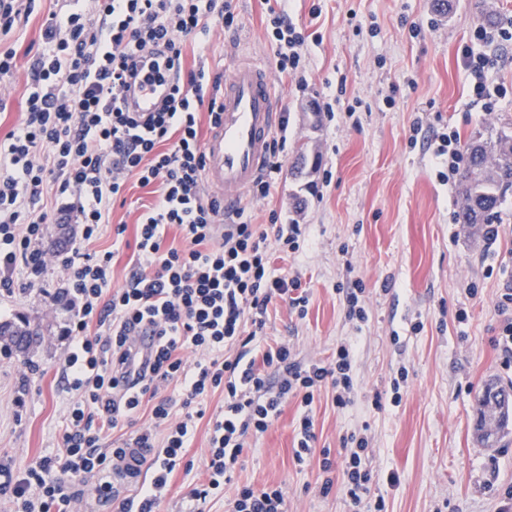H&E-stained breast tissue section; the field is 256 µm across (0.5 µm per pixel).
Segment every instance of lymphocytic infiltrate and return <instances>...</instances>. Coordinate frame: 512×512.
Here are the masks:
<instances>
[{
	"label": "lymphocytic infiltrate",
	"instance_id": "f902f5d3",
	"mask_svg": "<svg viewBox=\"0 0 512 512\" xmlns=\"http://www.w3.org/2000/svg\"><path fill=\"white\" fill-rule=\"evenodd\" d=\"M230 0H65L50 11L31 65L32 83L20 122L0 135V295L43 283L52 263L67 273L74 310L65 333L70 351L63 378L74 399L62 433L63 454L41 457L24 473L0 462V498L13 512H73L74 480L91 477L100 497L118 500V512H157L174 472L192 444L198 420L209 424L208 483L195 499L223 492L233 480L248 434L263 433L288 398L299 399L297 462L314 452L315 394L332 388L338 407L356 394L353 355L339 345L330 363L301 364L285 343L268 344L264 329L274 301L305 316L307 289L299 275L271 264L273 251L297 250L301 228L276 225L267 232L245 209L224 220V199L203 191L200 109L220 120L207 96L204 68H187L184 47L216 24L233 28ZM265 30L276 68L285 76L305 66L307 37L285 9L268 8ZM482 51L463 46L461 61L470 92L493 111L501 87L489 74L497 59L487 46L512 40V20L476 27ZM173 78V96L148 114L127 111L122 95L135 79ZM288 120L271 139L267 163L250 197H269L281 171ZM154 186L133 243L134 270L123 287L112 285L113 252L87 245L124 197L129 180ZM77 224L81 236L56 253L43 241L48 225ZM178 242H170V232ZM151 319L157 345L133 385V340ZM275 370L277 385L266 372ZM175 386L179 398L161 396ZM223 391L224 407L207 414L211 393ZM148 423L121 445L103 452L100 442L123 424ZM368 440L343 437L342 492L349 512H362L372 474L363 462ZM146 448L148 479L135 497H120L110 481L128 448Z\"/></svg>",
	"mask_w": 512,
	"mask_h": 512
}]
</instances>
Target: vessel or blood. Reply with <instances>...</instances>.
Wrapping results in <instances>:
<instances>
[{"instance_id": "b4317fda", "label": "vessel or blood", "mask_w": 512, "mask_h": 512, "mask_svg": "<svg viewBox=\"0 0 512 512\" xmlns=\"http://www.w3.org/2000/svg\"><path fill=\"white\" fill-rule=\"evenodd\" d=\"M173 89L172 81L137 84L127 107L133 112H155ZM221 120L208 135L205 183L222 193L229 209L241 207L245 193L268 158V145L279 127L282 105L270 75L261 66L239 63L232 67L219 100Z\"/></svg>"}]
</instances>
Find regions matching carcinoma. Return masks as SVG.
<instances>
[{"label": "carcinoma", "mask_w": 512, "mask_h": 512, "mask_svg": "<svg viewBox=\"0 0 512 512\" xmlns=\"http://www.w3.org/2000/svg\"><path fill=\"white\" fill-rule=\"evenodd\" d=\"M465 148L467 163L460 173L463 201L456 221L472 227L499 224L504 214L502 205L512 195V131L502 127L489 139L474 140ZM37 335L38 330L25 321L20 325L0 323V340L12 344L21 354ZM493 386V381L486 383L477 399L478 439L487 447L495 446L507 435L512 424V411L503 406L505 400L492 394Z\"/></svg>", "instance_id": "cac0c4a2"}]
</instances>
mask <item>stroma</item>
<instances>
[{"label":"stroma","instance_id":"obj_1","mask_svg":"<svg viewBox=\"0 0 512 512\" xmlns=\"http://www.w3.org/2000/svg\"><path fill=\"white\" fill-rule=\"evenodd\" d=\"M237 25L213 26L201 43H188L187 63L225 75L237 61L274 70L265 35L264 0H234ZM58 0H34L7 45L17 68L0 81V129L16 125L29 82L28 50L41 40L43 22ZM290 20L305 30L302 79L275 74L274 89L289 117L282 172L270 196L252 213L256 224L302 229L299 251L285 265L299 273L310 302L305 317L279 302L269 309L267 335L288 342L297 361L330 360L337 345L354 348L357 393L338 408L321 388L313 403L314 456L294 457L299 400H289L274 424L250 434L234 483L222 497L199 503L194 489L205 478L208 426L199 421L186 452L190 470H178L159 512H228L236 488H279L286 512H346L339 485V451L345 435L366 434L373 472L368 503L383 512H500L512 486V436L487 448L476 438L477 397L491 380L507 385L493 343L494 304L512 278V202L497 246L457 224L458 182L438 179L441 160L431 145L442 127L461 140L512 124V42L497 50L492 81L506 94L493 112L475 106L461 49L485 14L512 18V0H287ZM335 116L327 118L325 102ZM125 206L115 208L90 251L112 248L113 227L135 226L149 189L129 185ZM66 273L50 267L42 287L0 301V323L26 320L41 329L26 355L0 342V460L15 470L60 453L62 426L72 401L60 373L70 348L64 328L72 304L62 292ZM362 280L368 318L345 316L338 285ZM468 318L458 322V310ZM408 377L399 405L391 382ZM26 392L27 406L14 400ZM384 404L375 407V395ZM330 470H323L322 449ZM396 483H389V476ZM334 486L323 495L324 479Z\"/></svg>","mask_w":512,"mask_h":512}]
</instances>
